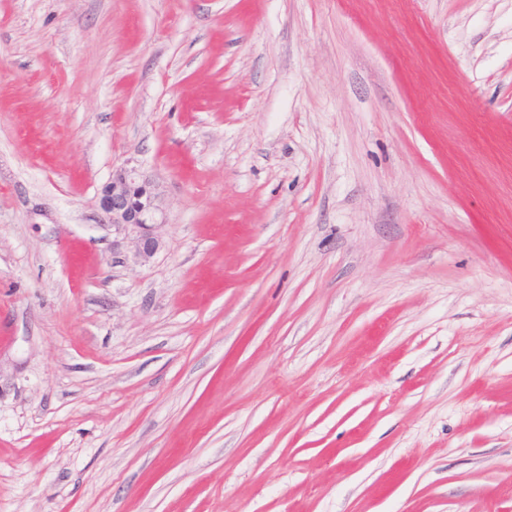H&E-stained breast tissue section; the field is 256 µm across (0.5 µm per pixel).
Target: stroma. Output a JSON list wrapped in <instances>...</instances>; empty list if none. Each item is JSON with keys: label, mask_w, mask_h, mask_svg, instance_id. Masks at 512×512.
<instances>
[{"label": "stroma", "mask_w": 512, "mask_h": 512, "mask_svg": "<svg viewBox=\"0 0 512 512\" xmlns=\"http://www.w3.org/2000/svg\"><path fill=\"white\" fill-rule=\"evenodd\" d=\"M0 512H512V0H0ZM106 224L134 229L136 254L144 262L154 256L160 246L155 229L165 224L159 205L158 185L136 166H124L112 172L103 186L99 200Z\"/></svg>", "instance_id": "1"}]
</instances>
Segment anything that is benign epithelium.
Listing matches in <instances>:
<instances>
[{"mask_svg": "<svg viewBox=\"0 0 512 512\" xmlns=\"http://www.w3.org/2000/svg\"><path fill=\"white\" fill-rule=\"evenodd\" d=\"M105 221L136 232V254L143 261L154 256L160 246L155 229L165 223L159 205L158 185L136 166L120 167L103 186L99 200Z\"/></svg>", "mask_w": 512, "mask_h": 512, "instance_id": "7a95c632", "label": "benign epithelium"}]
</instances>
